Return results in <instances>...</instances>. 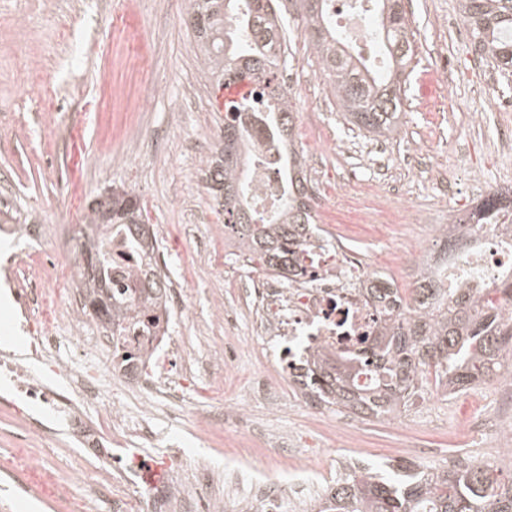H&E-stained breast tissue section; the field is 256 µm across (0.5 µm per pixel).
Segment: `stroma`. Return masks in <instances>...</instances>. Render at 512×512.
I'll return each mask as SVG.
<instances>
[{"label":"stroma","instance_id":"obj_1","mask_svg":"<svg viewBox=\"0 0 512 512\" xmlns=\"http://www.w3.org/2000/svg\"><path fill=\"white\" fill-rule=\"evenodd\" d=\"M414 33V71L406 86L401 126L389 138L354 130L344 119L321 60L300 26L291 19L288 59L295 96L297 137L322 139L326 149L315 166L323 176L341 177L347 170H368L385 191H404L413 206L438 223H447L449 208L465 212L470 205L471 169L482 170L488 183L512 177V150L500 155L484 145L512 125V109L499 107L488 95L495 84L512 87V76L498 79L474 54L459 13V0H404ZM188 0H0V210L15 224H43L46 244L65 253L88 205L114 187L134 190L166 260L172 301L189 300V321L173 332L190 337L202 368L196 385L186 388L183 404L199 410L246 399L263 353L251 342L248 269H241L223 291L224 306L236 322L225 329L214 312L215 275L224 256L237 249L224 233V215L210 200L200 176V159L224 127L215 95L202 73L197 38L189 23ZM24 47L30 67L21 78L13 51ZM458 61L463 78L448 82L445 109L426 111L420 97L430 94L427 76L441 57ZM51 74L52 87L42 76ZM55 94L58 111L46 106ZM470 157L471 168L457 169L453 199L428 175ZM366 200L357 188L345 206L331 209L328 220L353 250L370 262L385 264L401 286L410 287L411 272L401 270L393 250L408 238L405 225L379 231L356 224L353 211ZM234 351L229 371L215 375L205 363L215 345ZM280 413L270 416L263 403L252 408L255 443L280 439L274 475L287 479L289 469L310 453H324L357 467L388 463L445 468L458 460L489 461L476 442L468 419L495 423L512 412V401L474 387L451 398L427 386L402 417L362 420L340 413L344 436L329 442L324 423H310L301 401L285 397ZM159 436L178 433L183 440L184 471L205 464L223 469L224 458L239 443L238 428L226 422L213 444L194 440L188 424L172 426L166 417L153 425ZM11 407L0 399V512H80L78 491L61 499L55 490L23 468L28 454L52 468L85 467L64 436L36 451L18 447ZM415 454H407V447Z\"/></svg>","mask_w":512,"mask_h":512}]
</instances>
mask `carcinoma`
I'll return each instance as SVG.
<instances>
[{
  "instance_id": "carcinoma-1",
  "label": "carcinoma",
  "mask_w": 512,
  "mask_h": 512,
  "mask_svg": "<svg viewBox=\"0 0 512 512\" xmlns=\"http://www.w3.org/2000/svg\"><path fill=\"white\" fill-rule=\"evenodd\" d=\"M403 0H378L374 23L388 61L376 70L336 38L327 20V0H294L305 32L321 58L332 93L348 122L376 136H388L403 112L404 87L415 56ZM273 0H190L189 20L198 38L208 78L224 86L247 81L250 94L224 104V130L203 170L207 192L224 208V229L247 254L248 263L288 271V252L313 247V220L308 209L307 177L297 155L285 152L280 175L284 183L280 212L265 216L248 201L247 158L251 115L271 138L288 144L296 123L291 88L279 78L281 44ZM460 15L475 54L500 75L512 74V0H460ZM485 218L512 211V191H496L480 204ZM91 224L116 226L132 252L142 256L132 279L135 287L113 290L97 264L111 262L103 240L85 244L87 263L81 287L92 316L124 331V322L151 315L169 300L170 284L153 263L156 239L145 224L143 208L131 192L104 196L88 215ZM484 225L474 233L454 232V225L435 239L440 256L458 259L476 247ZM416 304L390 312L376 340L377 371L370 386L358 384L353 369L318 355L317 380L311 393L361 418H383L407 409L433 372L436 388L452 397L472 388L488 370L502 371L512 359V317L494 301H512V274L493 283L482 298L469 288L448 285V268L435 265L417 281ZM319 512H512V474L504 479L490 463L473 462L457 469L419 470L409 466L353 467L331 487Z\"/></svg>"
}]
</instances>
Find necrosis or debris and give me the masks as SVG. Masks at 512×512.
I'll list each match as a JSON object with an SVG mask.
<instances>
[{"instance_id":"4bbe7bcc","label":"necrosis or debris","mask_w":512,"mask_h":512,"mask_svg":"<svg viewBox=\"0 0 512 512\" xmlns=\"http://www.w3.org/2000/svg\"><path fill=\"white\" fill-rule=\"evenodd\" d=\"M374 0H330V19L346 40L370 63L383 65L370 24ZM283 148L259 135L254 139L248 167L253 209L272 215L283 193L279 170ZM320 244L305 256L303 273L288 277L266 274L254 278L253 296L258 341L265 349L266 371L256 377L247 403L235 408L240 457L250 458L252 433L250 404L266 400L270 412H278L274 379L290 383L313 381V352L328 358L350 359L360 383H368L373 357L365 340L379 336L388 310L410 302L414 291L390 286L384 297L373 287L389 279V271L371 266L363 255L348 249L328 224L319 223ZM512 271V246L497 229H488L481 245L465 261L448 265L449 279L474 293H483L500 275ZM169 311H161L157 324L128 323L122 335L106 327H91L87 320L85 292L73 289L62 317L79 356L62 357L56 331L37 328L25 353L0 355V380L7 383L14 415L30 427L29 440L48 444L54 427L63 428L84 450L89 469L53 472L58 492L84 486L83 512H96L110 503L112 512H223V503L212 498L222 471L202 468L183 477L173 472L167 482L154 479L156 463L145 449L156 434L147 420L155 408L153 388L168 377L194 376L197 359L168 333ZM51 366L64 375L68 393H60L30 362ZM112 383L111 401H103L102 378ZM139 402L138 416H131L125 397ZM331 460L305 456L295 467L291 481L267 484L257 504L258 512H281L283 500L307 490L321 491L332 482Z\"/></svg>"}]
</instances>
